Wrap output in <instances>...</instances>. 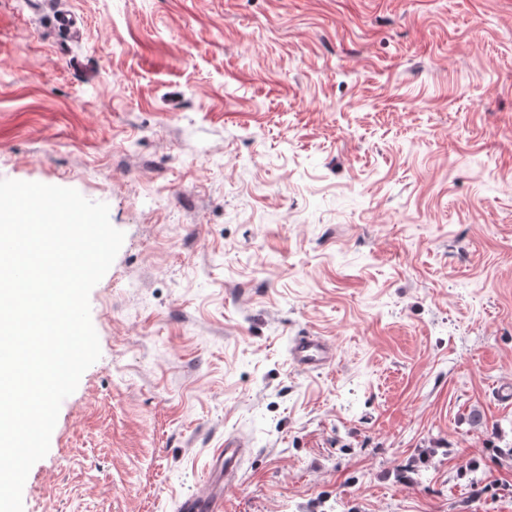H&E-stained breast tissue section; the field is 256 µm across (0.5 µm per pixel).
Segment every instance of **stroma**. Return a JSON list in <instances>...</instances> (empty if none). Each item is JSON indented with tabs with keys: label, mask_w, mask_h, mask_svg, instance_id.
Masks as SVG:
<instances>
[{
	"label": "stroma",
	"mask_w": 512,
	"mask_h": 512,
	"mask_svg": "<svg viewBox=\"0 0 512 512\" xmlns=\"http://www.w3.org/2000/svg\"><path fill=\"white\" fill-rule=\"evenodd\" d=\"M64 7L0 0V179L125 238L24 512H177L229 435L224 512H512V0ZM289 352L293 362L304 370L328 367L336 359V351L319 336L295 337Z\"/></svg>",
	"instance_id": "35a3bbf8"
}]
</instances>
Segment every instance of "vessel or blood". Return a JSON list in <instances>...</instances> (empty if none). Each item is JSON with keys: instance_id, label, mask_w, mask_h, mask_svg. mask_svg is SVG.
<instances>
[{"instance_id": "obj_1", "label": "vessel or blood", "mask_w": 512, "mask_h": 512, "mask_svg": "<svg viewBox=\"0 0 512 512\" xmlns=\"http://www.w3.org/2000/svg\"><path fill=\"white\" fill-rule=\"evenodd\" d=\"M289 352L293 362L302 369L316 370L332 365L335 350L319 336L295 337ZM245 443L228 437L221 448L215 449L210 469L197 490L184 498L178 512H224V487L238 475Z\"/></svg>"}]
</instances>
